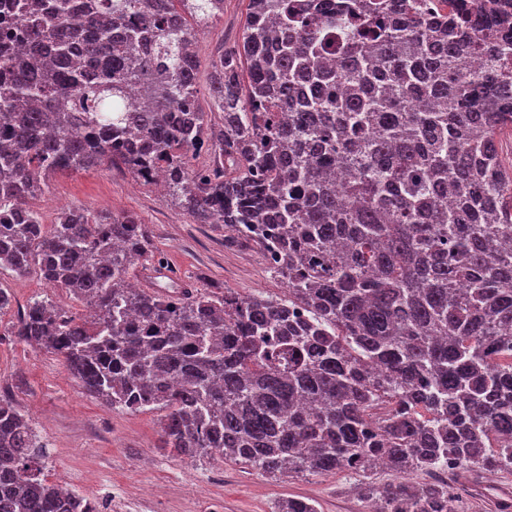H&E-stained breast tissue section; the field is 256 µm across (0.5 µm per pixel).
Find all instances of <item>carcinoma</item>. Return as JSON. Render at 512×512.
<instances>
[{"label":"carcinoma","instance_id":"obj_1","mask_svg":"<svg viewBox=\"0 0 512 512\" xmlns=\"http://www.w3.org/2000/svg\"><path fill=\"white\" fill-rule=\"evenodd\" d=\"M224 0H26L0 54V272H36L93 311L33 298L11 341L82 392L160 410L163 447L271 477H359L371 512H454L448 483L512 471V17L421 0H249L196 100L199 32ZM247 66L242 86L239 68ZM212 164L197 166L201 151ZM122 165L224 244L262 247L284 297L152 289L131 216L25 201L58 171ZM47 443L0 396V512H99L44 474ZM279 512H318L288 498Z\"/></svg>","mask_w":512,"mask_h":512}]
</instances>
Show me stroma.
Instances as JSON below:
<instances>
[{"instance_id": "35a3bbf8", "label": "stroma", "mask_w": 512, "mask_h": 512, "mask_svg": "<svg viewBox=\"0 0 512 512\" xmlns=\"http://www.w3.org/2000/svg\"><path fill=\"white\" fill-rule=\"evenodd\" d=\"M248 0H224V11L200 34L197 76L199 108L209 124L220 127L224 114L210 90L211 62L218 47L232 48L241 37ZM49 194L31 199L42 223L53 224L67 208L79 206L113 215L132 214L147 224L158 259L186 281L188 288L221 287L247 295L284 293L271 276L261 248L252 242L225 246L224 232L193 221L168 195L136 181L124 167L62 171L53 175ZM0 287L13 296V307L0 314V389L13 390L52 450L45 470L98 503L101 512H275L284 498L314 502L318 512H366L355 475L273 479L232 462L177 455L160 445V411L121 412L82 394L65 364L54 355L14 343L7 332L16 310L34 297L72 312L80 303L38 274L16 279L0 274ZM449 484L465 488L453 499L459 512H500L512 500V473L473 481L457 472Z\"/></svg>"}]
</instances>
